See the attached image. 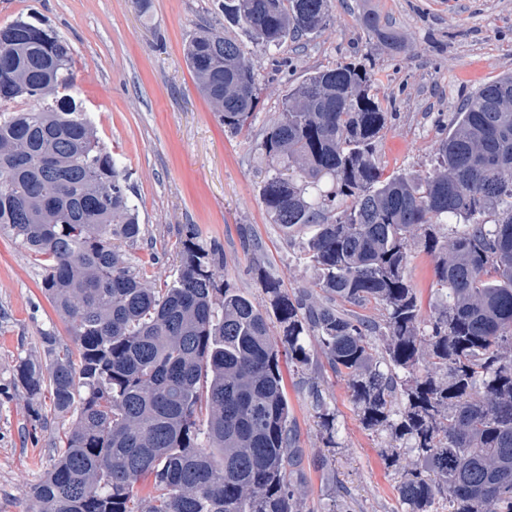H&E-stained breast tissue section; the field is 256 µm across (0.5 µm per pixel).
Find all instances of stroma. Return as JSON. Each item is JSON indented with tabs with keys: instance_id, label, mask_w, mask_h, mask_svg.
Returning <instances> with one entry per match:
<instances>
[{
	"instance_id": "35a3bbf8",
	"label": "stroma",
	"mask_w": 512,
	"mask_h": 512,
	"mask_svg": "<svg viewBox=\"0 0 512 512\" xmlns=\"http://www.w3.org/2000/svg\"><path fill=\"white\" fill-rule=\"evenodd\" d=\"M224 0H0V25L23 18L50 27L71 46L81 102L97 135L129 174L145 244L127 252L156 286L171 283L180 242L194 225L205 248H220L232 287L266 303L256 263L293 293L317 272L305 256L311 230L293 235L273 223L260 196L267 159L261 131L290 87L319 68L359 62L388 112L377 145L386 173L431 171L444 129L480 86L512 73V0H334L309 41L269 54L224 19ZM378 16L394 43L369 36ZM237 39L257 75L259 102L240 133L224 130L197 90L185 46L201 28ZM42 265L18 240L0 235V512H28L29 491L45 473L59 420L31 417L14 382L18 358L42 351L68 326L41 291ZM318 382L337 418L331 447L308 397ZM286 391L306 465L298 488L306 512H401L385 435L364 429L345 378L309 367L286 375ZM324 459L326 470L314 462Z\"/></svg>"
}]
</instances>
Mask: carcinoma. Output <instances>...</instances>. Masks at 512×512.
Listing matches in <instances>:
<instances>
[{"label": "carcinoma", "mask_w": 512, "mask_h": 512, "mask_svg": "<svg viewBox=\"0 0 512 512\" xmlns=\"http://www.w3.org/2000/svg\"><path fill=\"white\" fill-rule=\"evenodd\" d=\"M332 8L224 0V19L266 51L309 38ZM363 25L395 43L377 18ZM186 59L218 121L241 131L258 92L240 43L203 30ZM74 84L66 40L0 26V235L42 258V292L78 349L48 332L15 367L29 403L46 397L69 421L30 512H304L282 365L313 364L310 339L362 426L393 441L402 512H512V75L458 109L423 178L379 166L388 113L365 66L288 90L262 132L261 199L286 233L316 227L318 277L290 295L258 270L265 305L219 278V251L192 227L172 284L129 263L142 239L131 188ZM416 238L437 255L426 317L408 276ZM309 397L338 446L323 391Z\"/></svg>", "instance_id": "1"}]
</instances>
